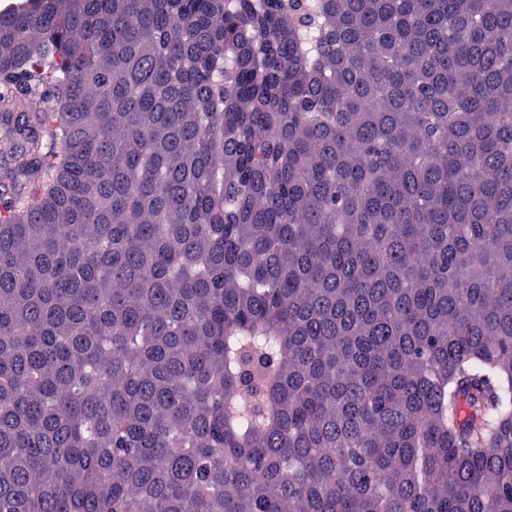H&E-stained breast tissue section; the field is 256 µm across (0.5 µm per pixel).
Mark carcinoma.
<instances>
[{
	"instance_id": "1",
	"label": "carcinoma",
	"mask_w": 512,
	"mask_h": 512,
	"mask_svg": "<svg viewBox=\"0 0 512 512\" xmlns=\"http://www.w3.org/2000/svg\"><path fill=\"white\" fill-rule=\"evenodd\" d=\"M0 185V512H512V0H31Z\"/></svg>"
}]
</instances>
